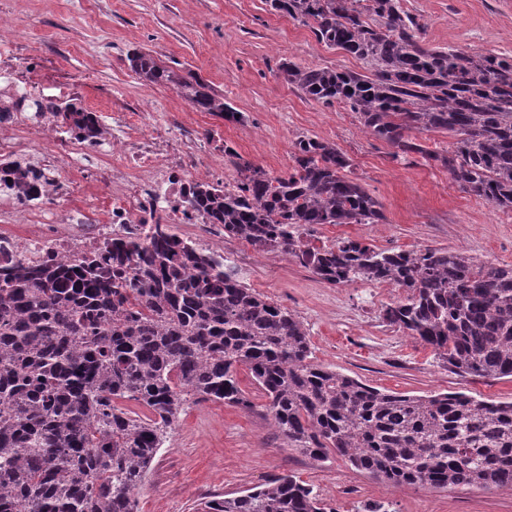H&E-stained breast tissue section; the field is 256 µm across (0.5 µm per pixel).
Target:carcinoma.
Listing matches in <instances>:
<instances>
[{"label": "carcinoma", "mask_w": 512, "mask_h": 512, "mask_svg": "<svg viewBox=\"0 0 512 512\" xmlns=\"http://www.w3.org/2000/svg\"><path fill=\"white\" fill-rule=\"evenodd\" d=\"M402 0H267L318 42L365 72L279 71L307 99L342 104L391 159L437 161L464 193L512 209V55L431 47ZM130 69L192 107L245 117L191 73L134 49ZM78 138L106 133L95 113L35 101ZM446 132L454 150L417 135ZM237 188L195 186L193 201L224 235L282 255L329 285L386 282L403 297L384 319L475 378L512 377V267L446 248L382 250L349 238L316 245L304 230L378 224L380 203L345 175L349 159L309 136L288 172L272 175L224 146ZM244 367L287 443L324 461L334 452L394 488L512 490V402L462 392L381 390L313 360L292 311L247 287L229 261L181 241L168 224L142 242L70 264L20 260L0 268V512H138L137 493L180 414L191 404L253 403ZM145 409L132 411L126 403ZM202 512H327L314 488L288 474Z\"/></svg>", "instance_id": "carcinoma-1"}]
</instances>
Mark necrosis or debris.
Returning a JSON list of instances; mask_svg holds the SVG:
<instances>
[{"label": "necrosis or debris", "instance_id": "obj_1", "mask_svg": "<svg viewBox=\"0 0 512 512\" xmlns=\"http://www.w3.org/2000/svg\"><path fill=\"white\" fill-rule=\"evenodd\" d=\"M17 162L39 178L28 188H0V265L52 258L66 263L100 253L118 238L144 236L152 224H188L190 241L224 256V227L189 197L195 183L233 185L216 171L187 125L150 126L140 113L112 115V138L61 141L47 112L0 116V166Z\"/></svg>", "mask_w": 512, "mask_h": 512}]
</instances>
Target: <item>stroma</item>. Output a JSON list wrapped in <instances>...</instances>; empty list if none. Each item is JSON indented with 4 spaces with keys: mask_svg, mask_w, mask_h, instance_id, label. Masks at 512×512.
<instances>
[{
    "mask_svg": "<svg viewBox=\"0 0 512 512\" xmlns=\"http://www.w3.org/2000/svg\"><path fill=\"white\" fill-rule=\"evenodd\" d=\"M403 6L420 15L433 45L512 55V0H403ZM0 13L11 18L17 60L39 89L75 86L72 102L107 118L140 112L150 124L189 121L200 137L212 138L214 166L226 164L229 146L278 175L291 166L297 137L336 144L350 160L348 176L378 200L385 219L316 227L321 238L350 237L381 249L444 247L512 265V210L461 192L438 162L418 154L391 160L390 146L365 133L353 112L308 100L283 79L279 65L286 60L355 72L363 65L271 12L266 0H0ZM135 48L196 73L245 123L196 111L174 89L142 84L127 60ZM244 281L294 312L316 362L333 370L409 395L463 392L512 401V377L452 373L431 348L383 319V307L398 301L401 289L365 281L331 286L276 255L258 258ZM238 381L253 409L206 402L182 414L137 494L140 512H195L201 502L288 473L313 486L335 512H364L373 503L389 512H512V490L395 488L344 458L313 460L284 443L247 370H239Z\"/></svg>",
    "mask_w": 512,
    "mask_h": 512,
    "instance_id": "1",
    "label": "stroma"
}]
</instances>
